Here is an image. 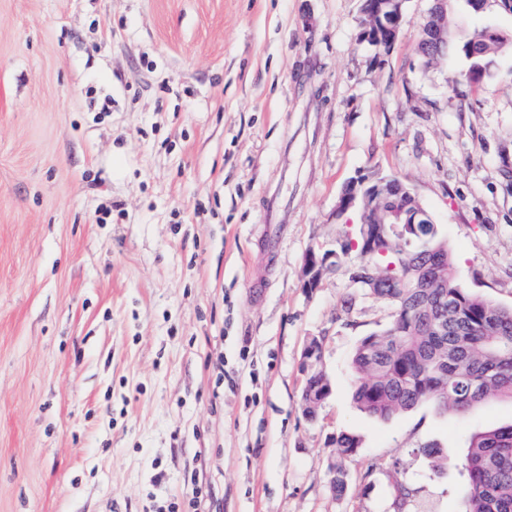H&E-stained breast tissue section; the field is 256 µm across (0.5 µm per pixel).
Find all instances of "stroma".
Returning a JSON list of instances; mask_svg holds the SVG:
<instances>
[{"label":"stroma","mask_w":512,"mask_h":512,"mask_svg":"<svg viewBox=\"0 0 512 512\" xmlns=\"http://www.w3.org/2000/svg\"><path fill=\"white\" fill-rule=\"evenodd\" d=\"M362 5L0 0V512H457L467 439L512 399L362 412L351 354L392 309L349 258L313 289L302 271L358 223L345 186L394 176L458 283L512 306V49L474 87L458 47L512 12L449 0L456 42L428 66L430 0L387 50ZM323 339L312 336L308 339L303 353V385L301 394V407L305 418L314 422L319 417V411L322 408L325 399L330 393L322 390L320 386L314 384L313 377H322L325 381L329 378L322 365Z\"/></svg>","instance_id":"obj_1"}]
</instances>
